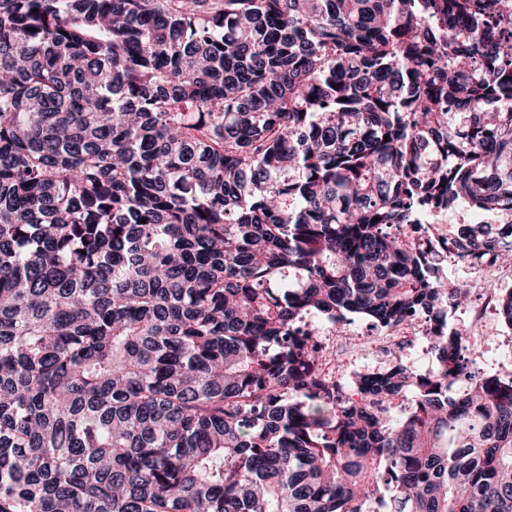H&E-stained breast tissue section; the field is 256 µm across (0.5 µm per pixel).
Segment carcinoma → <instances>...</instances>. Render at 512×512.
Instances as JSON below:
<instances>
[{"label":"carcinoma","instance_id":"1","mask_svg":"<svg viewBox=\"0 0 512 512\" xmlns=\"http://www.w3.org/2000/svg\"><path fill=\"white\" fill-rule=\"evenodd\" d=\"M450 255L512 263L477 0H0V512H512ZM350 314L434 369L331 377Z\"/></svg>","mask_w":512,"mask_h":512}]
</instances>
